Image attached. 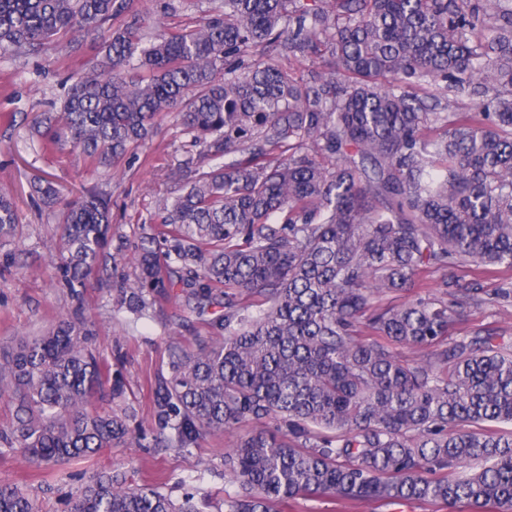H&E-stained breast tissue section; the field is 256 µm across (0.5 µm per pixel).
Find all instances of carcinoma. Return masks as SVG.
Masks as SVG:
<instances>
[{
  "label": "carcinoma",
  "instance_id": "cac0c4a2",
  "mask_svg": "<svg viewBox=\"0 0 512 512\" xmlns=\"http://www.w3.org/2000/svg\"><path fill=\"white\" fill-rule=\"evenodd\" d=\"M215 2L196 27L147 39L136 0H0L1 57L81 36L101 56L37 122L45 148L107 170L170 112L200 148L171 173L184 192L160 203L122 297L140 313L176 288L224 289L222 337L174 353L158 385L168 444L277 422L224 455L226 512L299 495L512 512V336L479 326L448 342L468 309L512 297V0ZM278 56L322 65L298 80ZM436 84L471 107L435 111ZM34 191L62 205L58 270L83 285L110 199ZM17 223L0 188V238ZM471 267L502 282L490 293L458 274ZM435 274L448 299L379 304ZM88 336L67 319L0 350V399L15 404L1 444L38 464L126 441L129 415L86 411L109 381ZM0 512L37 506L1 481ZM70 512L201 510L102 473Z\"/></svg>",
  "mask_w": 512,
  "mask_h": 512
}]
</instances>
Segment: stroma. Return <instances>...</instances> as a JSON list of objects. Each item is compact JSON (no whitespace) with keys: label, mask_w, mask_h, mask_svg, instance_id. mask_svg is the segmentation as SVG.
<instances>
[{"label":"stroma","mask_w":512,"mask_h":512,"mask_svg":"<svg viewBox=\"0 0 512 512\" xmlns=\"http://www.w3.org/2000/svg\"><path fill=\"white\" fill-rule=\"evenodd\" d=\"M97 61L90 38L75 52L51 45L36 55L0 59V187L12 189L18 209L14 236L0 241V346L43 333L63 319L86 322L89 346L112 376L123 383L121 396L104 385L92 400L100 414L130 413L135 439L80 459L37 465L0 445V481L32 497L39 512H66L68 501L93 475L109 471L126 486L150 484L172 499L195 494L202 512H225L224 453L242 429L206 435L187 448H159L156 384L169 376L175 347L193 350L210 340V323L224 311V294L199 300L177 290L156 300L141 315L122 305L121 288L133 283L138 270L133 254L141 237L153 233L159 201L176 194L173 166L192 154L179 118L158 119L152 137L119 160L112 170H94L82 155L46 153L32 129L35 117L60 111L65 78L87 71ZM51 180L63 191L93 189L107 195L112 230L99 271L78 292L65 286L57 270L62 231L59 206L32 194L36 180ZM482 325L512 334V298L472 311L467 322L452 324L455 337ZM276 512H474L461 504L454 510L421 503H351L328 496H299L276 504Z\"/></svg>","instance_id":"35a3bbf8"}]
</instances>
